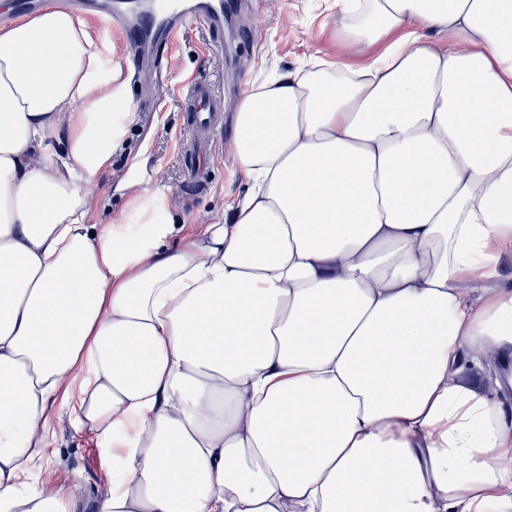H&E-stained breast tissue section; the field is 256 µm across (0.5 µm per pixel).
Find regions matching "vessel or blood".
<instances>
[{
  "label": "vessel or blood",
  "mask_w": 512,
  "mask_h": 512,
  "mask_svg": "<svg viewBox=\"0 0 512 512\" xmlns=\"http://www.w3.org/2000/svg\"><path fill=\"white\" fill-rule=\"evenodd\" d=\"M47 9L95 11L106 17L112 14V6L107 0H16L15 3L19 13ZM120 22L129 44L139 51L165 47L173 31L188 22L201 25L211 34L212 49L220 51L224 48L218 38L224 25V0H146L139 14L121 17ZM184 101L189 109L188 124L196 134L192 148L180 151L184 183L201 192L209 186L203 161L223 123L224 100L214 84L194 81L189 84Z\"/></svg>",
  "instance_id": "1"
}]
</instances>
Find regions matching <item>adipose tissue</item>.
I'll list each match as a JSON object with an SVG mask.
<instances>
[{
  "instance_id": "ef3b65f1",
  "label": "adipose tissue",
  "mask_w": 512,
  "mask_h": 512,
  "mask_svg": "<svg viewBox=\"0 0 512 512\" xmlns=\"http://www.w3.org/2000/svg\"><path fill=\"white\" fill-rule=\"evenodd\" d=\"M378 46L246 91L230 223L183 235L89 188L133 118L112 47L0 28V512H512V410L459 380L512 351V0H336ZM448 33L436 44L428 34ZM115 479L34 478L60 390ZM500 260L496 274L483 280L477 287L480 294L487 291L490 294L512 292V241L502 244Z\"/></svg>"
}]
</instances>
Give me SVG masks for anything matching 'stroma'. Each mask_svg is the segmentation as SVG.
Wrapping results in <instances>:
<instances>
[{"label": "stroma", "mask_w": 512, "mask_h": 512, "mask_svg": "<svg viewBox=\"0 0 512 512\" xmlns=\"http://www.w3.org/2000/svg\"><path fill=\"white\" fill-rule=\"evenodd\" d=\"M340 22L332 0H227L223 54L210 53L211 37L202 27L188 26L158 59L129 54L114 21L89 17L94 38L112 45L135 112L122 146L112 156L111 171L100 176L93 189L95 220L126 221L127 198L119 187L125 178L139 181L148 191H164L173 213L187 226L226 218L228 203L241 200L249 186L232 141L239 98L264 76L301 69L320 53L355 67L368 63L376 47L331 39L330 30ZM194 79L213 82L224 92V127L216 133L217 145L207 159L211 184L203 194L184 186L178 154L185 133L183 97ZM51 425L54 443L49 462L37 472L38 481L78 488L86 498L102 493L100 481L111 478L112 465L95 433L75 430L63 412L52 414Z\"/></svg>", "instance_id": "obj_1"}]
</instances>
